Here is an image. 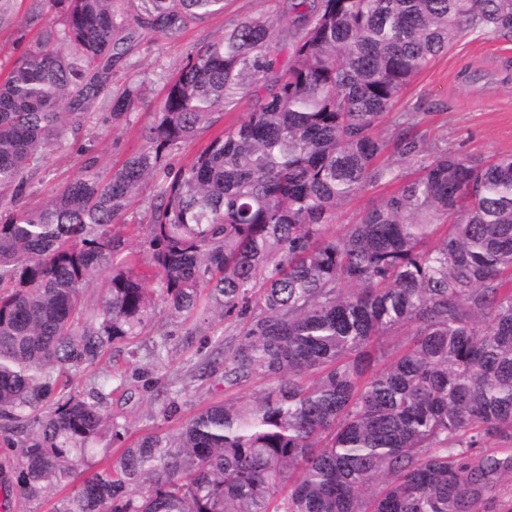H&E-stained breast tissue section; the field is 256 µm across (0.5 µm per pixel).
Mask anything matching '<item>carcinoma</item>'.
<instances>
[{
    "instance_id": "1",
    "label": "carcinoma",
    "mask_w": 512,
    "mask_h": 512,
    "mask_svg": "<svg viewBox=\"0 0 512 512\" xmlns=\"http://www.w3.org/2000/svg\"><path fill=\"white\" fill-rule=\"evenodd\" d=\"M63 5L0 78V442L27 500L53 512H501L512 485V154L430 156L376 127L411 78L468 32L512 37V0H298L288 59L258 17L187 55L145 144L105 174L88 163L38 207L27 177L112 93L139 31L173 34L224 0H41ZM263 84L251 110L177 169L168 157ZM158 178L150 271L113 232ZM397 189L329 232L364 187ZM104 273L95 281L98 273ZM154 280L158 288L150 289ZM97 282L96 308L83 290ZM242 325L227 384L269 380L247 401L200 409L176 437L145 435L87 476L112 375L83 394L71 375L163 317ZM411 340L375 368L374 344Z\"/></svg>"
}]
</instances>
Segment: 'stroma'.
<instances>
[{
	"label": "stroma",
	"instance_id": "1",
	"mask_svg": "<svg viewBox=\"0 0 512 512\" xmlns=\"http://www.w3.org/2000/svg\"><path fill=\"white\" fill-rule=\"evenodd\" d=\"M287 0H224L221 13L188 24L169 35L136 33L125 57L114 67L112 88L136 83L143 100L122 120L108 110L96 112L69 134L28 177L26 200L41 202L73 179L88 161L105 171L119 167L144 143V134L163 101L168 84L191 51L219 40L231 23L266 17L274 22L273 41L288 50L292 38ZM58 10L36 11L34 0H0V75L7 74L32 48L39 32L59 20ZM490 74L491 83L468 84L464 70ZM412 123L427 153L445 150L470 159L512 153V39L472 31L448 52L419 72L395 100L376 133L392 140L398 125ZM156 189L146 185L131 206L119 233L150 266L148 224ZM162 359L141 337L116 345L101 364L86 369L72 383L74 392L88 389L96 375L114 367L123 373L122 387L113 389L106 413L127 424L130 439L158 432L174 435L201 407L224 400L245 401L268 386L263 377L230 386L224 381L228 350L238 339V324L216 323L203 335L188 336V324L172 323ZM174 398L171 417L160 411L163 399Z\"/></svg>",
	"mask_w": 512,
	"mask_h": 512
}]
</instances>
